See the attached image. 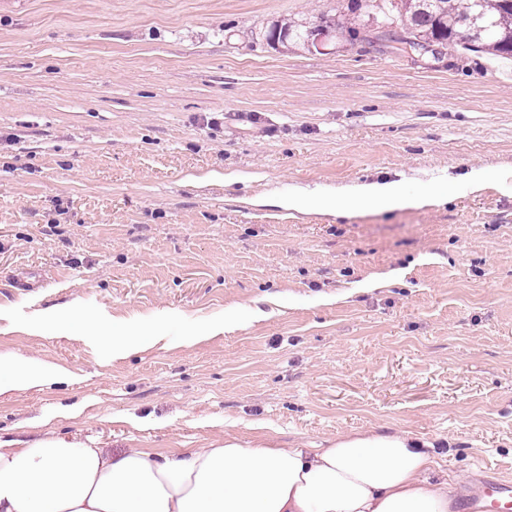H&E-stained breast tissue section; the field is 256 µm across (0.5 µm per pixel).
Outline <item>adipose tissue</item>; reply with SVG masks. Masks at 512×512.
Listing matches in <instances>:
<instances>
[{"label":"adipose tissue","mask_w":512,"mask_h":512,"mask_svg":"<svg viewBox=\"0 0 512 512\" xmlns=\"http://www.w3.org/2000/svg\"><path fill=\"white\" fill-rule=\"evenodd\" d=\"M282 206L351 213L418 208L397 182L298 193ZM61 371L26 370L0 355V396L44 387ZM433 444L412 433L347 436L328 448H276L225 439L166 454L60 437L27 448L0 442V512H449L453 486L433 481Z\"/></svg>","instance_id":"obj_1"}]
</instances>
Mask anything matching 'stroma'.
<instances>
[{
  "instance_id": "obj_1",
  "label": "stroma",
  "mask_w": 512,
  "mask_h": 512,
  "mask_svg": "<svg viewBox=\"0 0 512 512\" xmlns=\"http://www.w3.org/2000/svg\"><path fill=\"white\" fill-rule=\"evenodd\" d=\"M337 5L0 0V353L73 374L0 396L1 440L411 432L451 512L477 468L512 473V59L253 40ZM383 180L425 205L272 203ZM227 312L246 329L209 333ZM116 321L166 344L113 358Z\"/></svg>"
}]
</instances>
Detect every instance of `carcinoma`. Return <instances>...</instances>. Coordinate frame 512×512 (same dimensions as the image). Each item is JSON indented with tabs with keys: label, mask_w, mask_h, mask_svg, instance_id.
<instances>
[{
	"label": "carcinoma",
	"mask_w": 512,
	"mask_h": 512,
	"mask_svg": "<svg viewBox=\"0 0 512 512\" xmlns=\"http://www.w3.org/2000/svg\"><path fill=\"white\" fill-rule=\"evenodd\" d=\"M345 0L339 18H329L333 35L351 43H393L405 51L407 38L446 49L457 41L473 52L512 55V0ZM401 30L393 29V24ZM280 45L309 47L312 26L289 21L276 25Z\"/></svg>",
	"instance_id": "1"
}]
</instances>
